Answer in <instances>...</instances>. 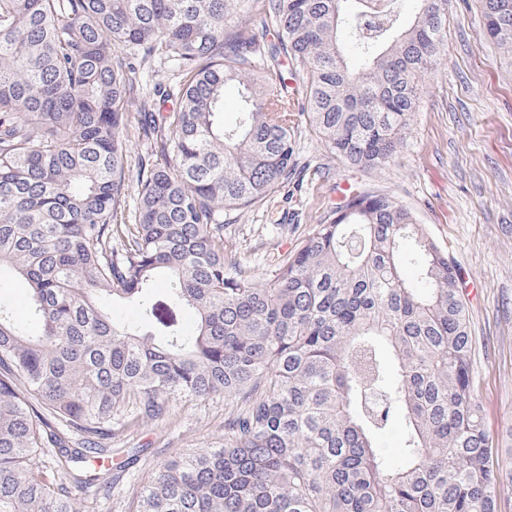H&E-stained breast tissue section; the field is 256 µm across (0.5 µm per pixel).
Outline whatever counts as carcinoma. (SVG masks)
Here are the masks:
<instances>
[{
    "label": "carcinoma",
    "instance_id": "1",
    "mask_svg": "<svg viewBox=\"0 0 512 512\" xmlns=\"http://www.w3.org/2000/svg\"><path fill=\"white\" fill-rule=\"evenodd\" d=\"M417 3L0 0V267L42 322L0 305V512L110 498L128 467L92 460L214 394L224 444L160 463L124 512H497L460 273L412 210L357 191L263 284L224 242L295 178L299 117L358 169L407 145L447 45L448 0ZM476 3L512 59V0ZM135 57L171 67L174 109ZM394 421L395 461L377 442Z\"/></svg>",
    "mask_w": 512,
    "mask_h": 512
}]
</instances>
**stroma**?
I'll return each mask as SVG.
<instances>
[{"label": "stroma", "mask_w": 512, "mask_h": 512, "mask_svg": "<svg viewBox=\"0 0 512 512\" xmlns=\"http://www.w3.org/2000/svg\"><path fill=\"white\" fill-rule=\"evenodd\" d=\"M300 165L321 175L289 185L293 230L277 236L269 213L239 215L224 228L258 281L275 254L291 251L310 218L337 201L340 184L386 193L408 206L469 282L463 291L475 344L474 385L501 472L512 471V68L485 34L474 0H448V42L440 65L420 90L407 146L385 169L358 171L331 155L308 131L296 139ZM0 302L30 333L27 290L10 269L0 270ZM223 396L173 403L162 425L124 433L118 445L139 449L130 470L147 475L157 463L192 448L224 441Z\"/></svg>", "instance_id": "35a3bbf8"}]
</instances>
